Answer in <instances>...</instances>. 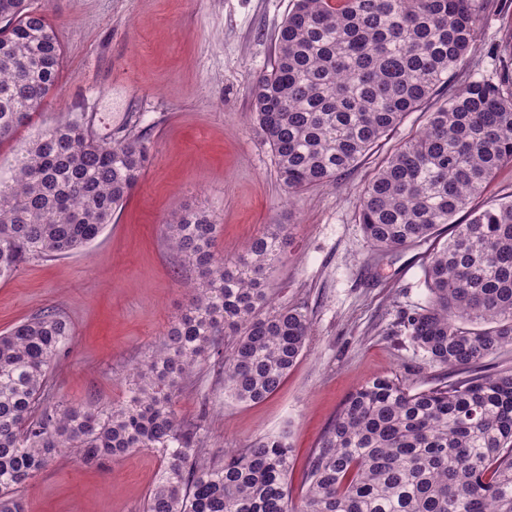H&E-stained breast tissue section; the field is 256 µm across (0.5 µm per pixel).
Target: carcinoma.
Returning a JSON list of instances; mask_svg holds the SVG:
<instances>
[{
  "mask_svg": "<svg viewBox=\"0 0 512 512\" xmlns=\"http://www.w3.org/2000/svg\"><path fill=\"white\" fill-rule=\"evenodd\" d=\"M489 0H295L254 116L289 197L335 182L406 115L424 124L384 158L358 201L378 251L427 243L424 303L404 314L413 346L452 373L427 389L378 377L350 395L307 462L300 502L288 488L289 433L212 462L202 420L179 417L180 390L212 361L224 396L275 394L307 348L298 308H276L269 272L288 225L270 224L231 266L220 225L183 210L166 238L194 268L184 312L110 409L50 403L49 370L71 326L42 309L0 335V512L62 448L97 464L145 448L162 457L145 512H512V368L453 372L512 347V199L470 208L512 166V69L456 80L479 50ZM63 46L33 0H0V144L15 139L58 88ZM150 160L145 137H99L75 112L45 124L0 177V282L34 257L80 252L112 223ZM468 210L463 224L455 215Z\"/></svg>",
  "mask_w": 512,
  "mask_h": 512,
  "instance_id": "carcinoma-1",
  "label": "carcinoma"
}]
</instances>
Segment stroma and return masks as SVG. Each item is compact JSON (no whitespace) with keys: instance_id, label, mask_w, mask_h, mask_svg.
<instances>
[{"instance_id":"stroma-1","label":"stroma","mask_w":512,"mask_h":512,"mask_svg":"<svg viewBox=\"0 0 512 512\" xmlns=\"http://www.w3.org/2000/svg\"><path fill=\"white\" fill-rule=\"evenodd\" d=\"M64 47L59 89L41 114H94L99 135L125 126L145 134L151 161L103 233L81 253L36 258L0 283V334L43 308L72 336L50 375L57 402L109 408L183 312L195 273L171 250L164 225L201 209L220 224L218 249L234 263L270 224L287 225L288 252L269 277L274 306L307 314V349L277 393L259 403L224 396L211 365L177 399L181 417L204 421V455L224 457L288 430L289 489L300 500L307 460L348 397L388 377L419 388L447 381L412 345L401 318L423 304L425 249L374 250L358 200L379 155L338 185L287 202L252 112L251 90L269 68L293 0H35ZM512 34V0H491L472 71L494 74L490 45ZM160 458L139 450L104 461L59 455L23 490L28 512H143Z\"/></svg>"}]
</instances>
